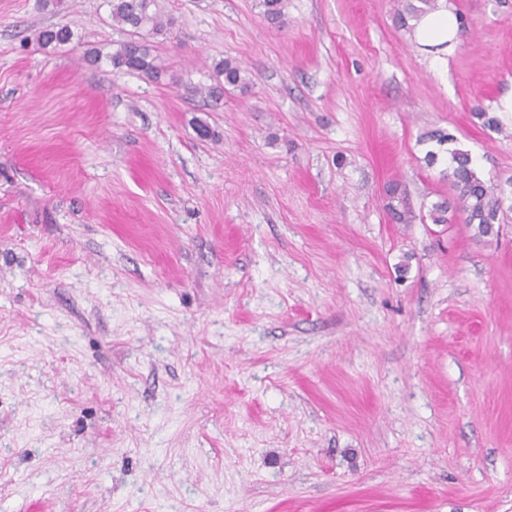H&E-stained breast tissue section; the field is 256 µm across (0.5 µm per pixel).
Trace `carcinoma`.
I'll return each instance as SVG.
<instances>
[{
  "label": "carcinoma",
  "mask_w": 512,
  "mask_h": 512,
  "mask_svg": "<svg viewBox=\"0 0 512 512\" xmlns=\"http://www.w3.org/2000/svg\"><path fill=\"white\" fill-rule=\"evenodd\" d=\"M395 12L402 25L412 18L435 11L440 0H395ZM112 21L121 26L127 38L112 53V66L116 69L158 78L161 74L155 64V38L167 31L171 20L165 18L160 0H109ZM260 13L274 24L284 23L288 0H258ZM73 32L67 25H53L39 32L38 41L44 47L71 42ZM215 83L207 88L210 96L224 95V86L242 91L249 87L246 70L234 59L226 58L214 65ZM448 180L453 192L432 204L426 218L433 224H452L461 221L474 230V236L483 238L497 233L495 225L504 221L512 204L504 205L501 185L487 181L476 169V162L467 150L454 148L450 151ZM386 209L396 224H410L416 215L407 207L399 186L386 189Z\"/></svg>",
  "instance_id": "1"
}]
</instances>
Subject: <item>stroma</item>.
I'll use <instances>...</instances> for the list:
<instances>
[{
  "mask_svg": "<svg viewBox=\"0 0 512 512\" xmlns=\"http://www.w3.org/2000/svg\"><path fill=\"white\" fill-rule=\"evenodd\" d=\"M254 3L162 0L155 80L106 0H0V512H512V216L427 221L420 140L512 179V0H442L440 60L393 0ZM73 32L68 25H53L41 30L38 35L39 43L44 47L70 43ZM215 83L207 88L209 96L220 97L224 95V86L239 88L244 91L249 87L246 70L235 59L224 58L214 65ZM386 196V209L395 224H411L416 219V215L407 207L402 194L399 193L398 185L388 186Z\"/></svg>",
  "mask_w": 512,
  "mask_h": 512,
  "instance_id": "stroma-1",
  "label": "stroma"
}]
</instances>
